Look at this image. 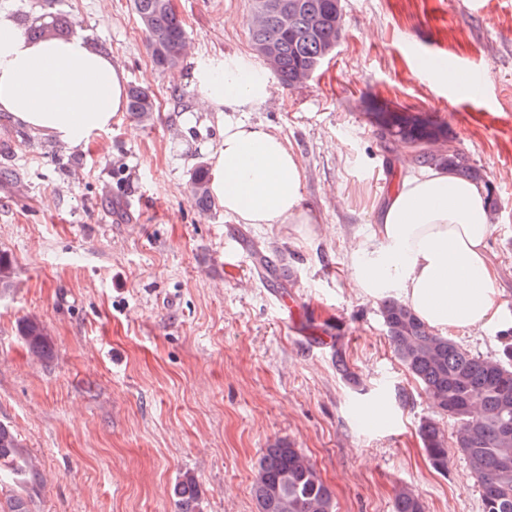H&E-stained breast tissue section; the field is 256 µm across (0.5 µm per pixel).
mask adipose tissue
Returning <instances> with one entry per match:
<instances>
[{
  "mask_svg": "<svg viewBox=\"0 0 512 512\" xmlns=\"http://www.w3.org/2000/svg\"><path fill=\"white\" fill-rule=\"evenodd\" d=\"M196 92L183 117L214 118L211 194L240 224H310L305 179L281 135L250 119L270 98L269 71L227 53L196 59ZM126 108V79L85 34L35 44L0 10V112L76 148L109 128ZM493 232L482 189L445 169L400 176L376 218L373 242L351 251L350 279L362 295L395 292L438 330H483L498 318L497 272L488 260Z\"/></svg>",
  "mask_w": 512,
  "mask_h": 512,
  "instance_id": "adipose-tissue-1",
  "label": "adipose tissue"
}]
</instances>
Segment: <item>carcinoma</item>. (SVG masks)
Segmentation results:
<instances>
[{
    "instance_id": "1",
    "label": "carcinoma",
    "mask_w": 512,
    "mask_h": 512,
    "mask_svg": "<svg viewBox=\"0 0 512 512\" xmlns=\"http://www.w3.org/2000/svg\"><path fill=\"white\" fill-rule=\"evenodd\" d=\"M295 5L293 19L284 27L272 11L253 18L250 37L254 50L276 51L271 70L286 86L312 77L344 32L343 9L336 0H288ZM132 8L148 35L154 62L175 67L182 57L186 29L166 0H132ZM128 111L141 121L156 112L152 96L138 86L128 91ZM379 138L388 149L410 151L409 162L419 167H442L487 188L491 212L499 206L492 183L481 168L457 147H436L451 141L448 125L420 113L381 108L373 113ZM209 173L202 166L191 176V190L203 211L213 207ZM10 256L0 252V290L13 287ZM382 319L395 356L431 397L437 412L457 424L454 451L464 456L481 488L483 512H512V343L504 341L497 356L484 358L436 333L414 311L396 298L382 304ZM19 333L37 359L50 352L46 327L36 318L20 323ZM419 438L430 465L448 468V437L435 419L422 421ZM17 480L19 491L0 512H30L26 487L36 480L37 467L28 459L14 430L0 423V475ZM256 512H336V498L314 464L301 449L277 441L265 449L252 483ZM178 512H201L199 484L184 473L173 487ZM395 512H424L418 495L408 487L395 495Z\"/></svg>"
}]
</instances>
